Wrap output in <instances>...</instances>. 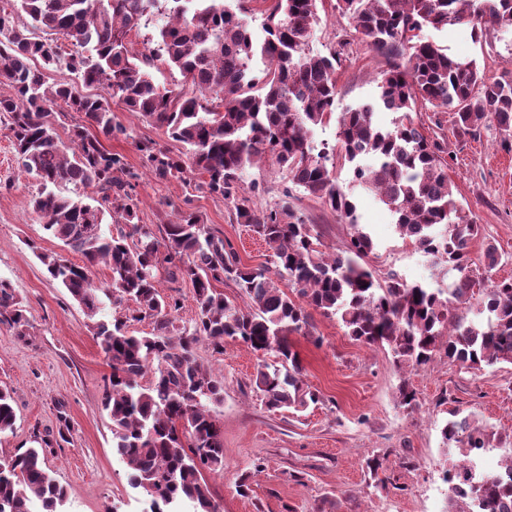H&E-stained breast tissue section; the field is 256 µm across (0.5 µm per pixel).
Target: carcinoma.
Masks as SVG:
<instances>
[{
	"label": "carcinoma",
	"instance_id": "cac0c4a2",
	"mask_svg": "<svg viewBox=\"0 0 512 512\" xmlns=\"http://www.w3.org/2000/svg\"><path fill=\"white\" fill-rule=\"evenodd\" d=\"M355 33L387 59L377 106L340 113L336 143L313 144L314 131L335 111L336 54L309 48L318 20L317 0H272L263 37L255 39L225 0H0V119L18 167L37 180L31 210L70 252L39 253L49 276L84 308L89 328L112 366L103 407L112 421L113 448L130 469L132 484L148 496L149 512H220L203 471L224 469V435L210 403L224 397V380L197 362L195 346L216 353L228 340L273 354L254 384L271 410L307 409L319 396L304 382L289 336H311L306 306L335 317L354 340L387 346L397 363L415 369L438 354L467 370L512 365V278L491 279L502 260L493 243L483 251V273L469 263L480 234L470 211L455 197L442 154L444 140L425 134L417 104L449 111L453 133L475 137L493 120L512 151V71L487 79L477 60L448 54L423 40L425 28L463 24L485 31L512 30V0H336ZM31 22L19 27L15 14ZM157 24L137 50L131 33ZM63 39L71 46L65 51ZM44 69L63 67L106 95L84 96L70 82L47 85ZM177 69L190 88H162L152 70ZM147 123L166 129L186 152L174 154L139 140L142 167L159 179L186 170L206 176L198 187L221 196L232 222L247 224L270 250L266 263L242 264L232 244L215 235L206 218L178 209L163 235L139 223L138 170L106 149L100 137L129 138L112 122V99ZM393 114L389 125L374 109ZM77 112L69 127L72 155L61 148L58 119ZM97 129L93 134L88 127ZM285 182L321 201L350 226L345 250L325 254L315 225L289 202L291 189L266 206L243 196L242 176L263 160ZM353 165L354 186L372 191L395 218L400 236L434 266L454 271L450 282L409 283L395 271L380 279L365 262L375 242L358 222L353 190L336 184L335 160ZM110 217L108 229L103 220ZM111 273L97 285L92 269ZM163 273L191 283L197 308L192 324L178 328V295H162ZM286 282L281 289L278 282ZM231 284L252 310L232 305L215 284ZM133 302L135 308L125 306ZM476 309L466 322L458 306ZM112 306V320L98 318ZM0 319L26 325L11 285L0 280ZM149 319L147 336L126 331ZM13 398L0 389V434L14 429ZM443 443L467 457L446 471L447 512H512V463L489 474L475 458L490 448L493 432L466 419L450 420ZM49 439L10 460H0V512H59L67 489L46 466Z\"/></svg>",
	"mask_w": 512,
	"mask_h": 512
}]
</instances>
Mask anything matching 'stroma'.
<instances>
[{"instance_id":"stroma-1","label":"stroma","mask_w":512,"mask_h":512,"mask_svg":"<svg viewBox=\"0 0 512 512\" xmlns=\"http://www.w3.org/2000/svg\"><path fill=\"white\" fill-rule=\"evenodd\" d=\"M335 3L320 0L310 48L340 57L336 109L341 112L377 100L386 61L355 36ZM422 36L446 46L449 54L476 58L486 77L512 67V31L490 30L478 38L469 27L427 28ZM112 117L128 135L103 145L124 154L133 167L141 165L136 140L152 139L175 153L183 149L165 129L121 104H113ZM437 134L448 144L455 194L482 229L470 247L473 267H480L489 241L503 256L493 278L512 277V152L501 148L492 123L474 138L456 137L447 123ZM199 180L191 171L167 181L142 171L136 187L142 223L160 229L163 202L190 204L232 243L243 264H263L265 243L246 225L230 222L221 197L195 190ZM38 189L35 180L20 174L0 129V280L12 284L27 317L20 330L0 323V388L11 392L17 414L13 431L0 434V460L34 447L36 438H57L61 421H68L67 442L46 452L49 468L68 489L63 512H143L147 496L130 484L127 465L113 454L112 422L101 404L110 362L84 310L37 258L63 250L31 212ZM354 196L359 222L378 244L368 258L373 269H394L411 283L439 280L438 270L399 237L387 207L365 191L355 190ZM291 203L315 223L327 249H344L348 225L302 191H294ZM311 322L313 336L295 334L290 341L319 402L296 415L268 410L255 390L262 354L237 341L227 342L220 354L204 342L197 347L204 367L224 378V400L211 408L224 431V470L205 475L222 512H445L449 454L441 429L454 419L493 427L483 467L496 471L512 461V365L473 371L438 358L414 370L396 364L388 348L354 341L336 318L315 310ZM403 385L415 393L411 404L400 396ZM375 456L381 465L373 470L367 461ZM257 457L265 469L254 475L250 463ZM245 474L251 490L243 497L236 485Z\"/></svg>"}]
</instances>
